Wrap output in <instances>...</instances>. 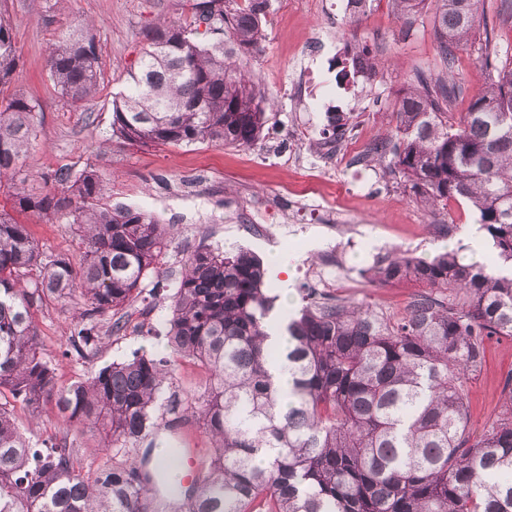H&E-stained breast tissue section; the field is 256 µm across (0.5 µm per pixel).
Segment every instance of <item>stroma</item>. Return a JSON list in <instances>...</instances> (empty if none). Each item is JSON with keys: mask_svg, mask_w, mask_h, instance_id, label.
<instances>
[{"mask_svg": "<svg viewBox=\"0 0 512 512\" xmlns=\"http://www.w3.org/2000/svg\"><path fill=\"white\" fill-rule=\"evenodd\" d=\"M335 3V13L327 15L319 0H272L267 40L247 62L276 98L277 110L263 140L246 149L208 143L129 146L112 138V98L125 87L148 31L162 20H184L187 0H6L20 55L10 89L39 105L38 139L28 154L25 174L49 189L54 171L77 174L94 167L106 183L109 205L156 213L176 230L163 258V276H147L141 284L142 299L128 309L138 332L105 337L94 358L61 355L77 317L71 305L49 300L38 311L43 355L55 364L61 384L87 380L101 367L136 352L165 353L166 292L180 276L185 256L200 242L242 247L264 262H278L279 270L269 273L276 286L293 290L312 283L311 272L329 241L317 216L324 199L335 200L354 217L340 241L343 274L359 277L363 267L396 249L432 257L459 247L465 257L474 255L466 237L476 224L473 214L450 204L457 229L450 235L439 232L386 163L373 159L361 168L339 161L327 170L317 168L325 120L306 111L303 100L290 93L301 65L312 61L314 32H331L339 45L357 39L375 63V75L355 76L346 87L333 88L331 99L348 113L350 129L359 132L367 149L394 136L398 102L413 86L415 74L441 68L430 2L408 25L397 19L392 0H372L355 26L349 23L347 0ZM84 18L95 23L103 83L96 97L73 104L49 80L48 54L51 45ZM29 230L45 258L79 252L75 229L65 220L33 218ZM416 290L411 282L380 287L362 280L344 297L399 312ZM510 377L512 340L488 339L483 367L468 383L472 430H482L499 411Z\"/></svg>", "mask_w": 512, "mask_h": 512, "instance_id": "stroma-1", "label": "stroma"}]
</instances>
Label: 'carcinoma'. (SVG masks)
Wrapping results in <instances>:
<instances>
[{"label":"carcinoma","mask_w":512,"mask_h":512,"mask_svg":"<svg viewBox=\"0 0 512 512\" xmlns=\"http://www.w3.org/2000/svg\"><path fill=\"white\" fill-rule=\"evenodd\" d=\"M410 23L426 0H392ZM442 61L416 74L400 99L396 135L378 161L433 213L468 204L495 252L472 262L459 251L427 259L394 253L364 269L380 286L413 281L422 291L401 315L301 288L296 307L279 294L247 249L202 245L188 254L169 294L167 346L137 353L91 378L61 385L42 357L35 315L44 302L77 301L81 322L62 356L88 359L107 333L128 330L127 308L157 271L173 226L155 214L104 202L94 168L54 173L53 190L29 188L20 173L38 137V104L4 94L19 55L0 8V190L17 212L65 217L80 254L43 258L28 225L0 209V512H512V377L504 404L481 433L467 419L469 376L485 341L512 338V51L493 39L512 21V0H434ZM190 20L148 34L126 89L112 99V137L127 145L214 143L252 147L273 111L242 57L266 37L271 0H190ZM478 43L481 91L458 121L449 109L467 91L455 50ZM366 48L344 44L335 80ZM48 77L61 97H93L102 79L92 25L81 22L52 45ZM348 131L332 112L326 142ZM288 347L268 343L271 332ZM205 375L194 401L172 392L178 362ZM288 370L279 394L271 367ZM33 418L52 412L100 436L112 457L95 464L64 434L29 445L14 403ZM191 413L212 440L188 486L159 465L148 438L179 429ZM174 415L171 420L165 414Z\"/></svg>","instance_id":"1"}]
</instances>
